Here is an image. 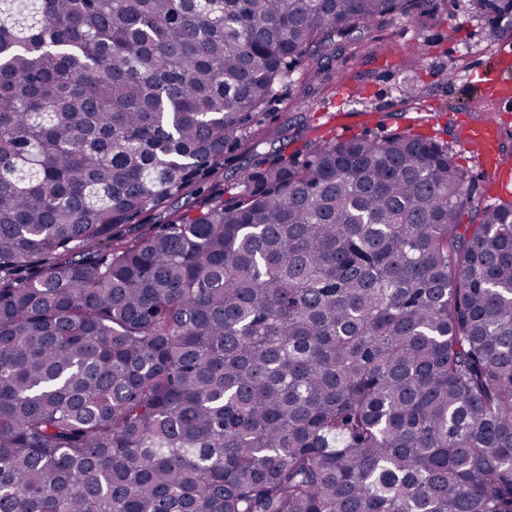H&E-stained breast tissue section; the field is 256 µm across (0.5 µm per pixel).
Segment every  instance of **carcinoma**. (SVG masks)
<instances>
[{"label": "carcinoma", "mask_w": 512, "mask_h": 512, "mask_svg": "<svg viewBox=\"0 0 512 512\" xmlns=\"http://www.w3.org/2000/svg\"><path fill=\"white\" fill-rule=\"evenodd\" d=\"M422 4L0 0V512H512V200L423 134L255 154Z\"/></svg>", "instance_id": "carcinoma-1"}]
</instances>
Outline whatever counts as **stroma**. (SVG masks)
Here are the masks:
<instances>
[{
  "label": "stroma",
  "mask_w": 512,
  "mask_h": 512,
  "mask_svg": "<svg viewBox=\"0 0 512 512\" xmlns=\"http://www.w3.org/2000/svg\"><path fill=\"white\" fill-rule=\"evenodd\" d=\"M466 4L443 0L438 25L419 14L389 19L371 30L319 85L291 90L297 105L278 100L267 106L261 126L271 135L259 142L258 152L281 148L292 153L309 140L360 134L380 138L409 129L447 141L478 189H485L487 175L478 155L463 144L461 128L496 116L500 145L512 153V104L497 103L479 92L477 70L499 45L487 41L482 22L471 16ZM417 44L425 47L418 64L411 58ZM408 83L433 87L424 108L402 98L401 88Z\"/></svg>",
  "instance_id": "35a3bbf8"
}]
</instances>
